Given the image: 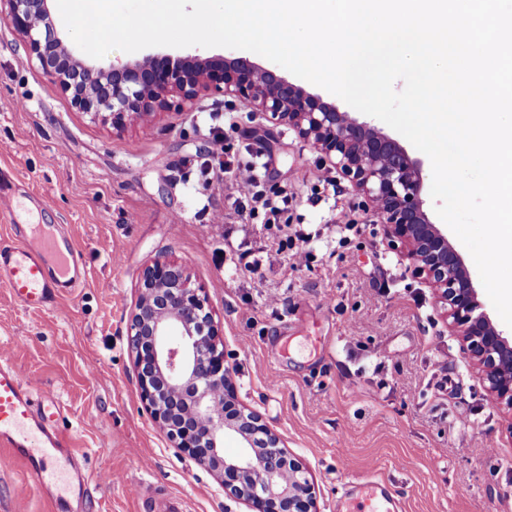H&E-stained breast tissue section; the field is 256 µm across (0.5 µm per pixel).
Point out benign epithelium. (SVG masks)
Returning a JSON list of instances; mask_svg holds the SVG:
<instances>
[{"instance_id": "obj_1", "label": "benign epithelium", "mask_w": 512, "mask_h": 512, "mask_svg": "<svg viewBox=\"0 0 512 512\" xmlns=\"http://www.w3.org/2000/svg\"><path fill=\"white\" fill-rule=\"evenodd\" d=\"M52 0H0V19L19 35L71 104L116 130L174 108L189 110L201 91L239 101L285 122L366 199L368 212L434 289L461 352L488 397L512 414V335L498 329L460 253L424 208L421 163L364 116L289 82L244 57L149 54L108 68L88 63L58 36ZM140 400L171 447L214 475L244 512H318L309 472L291 457L262 415L240 402L205 288L168 256L144 264L127 327ZM249 449L224 456V435Z\"/></svg>"}]
</instances>
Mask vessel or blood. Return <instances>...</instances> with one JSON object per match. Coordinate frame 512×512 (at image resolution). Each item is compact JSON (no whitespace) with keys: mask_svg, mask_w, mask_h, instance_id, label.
<instances>
[{"mask_svg":"<svg viewBox=\"0 0 512 512\" xmlns=\"http://www.w3.org/2000/svg\"><path fill=\"white\" fill-rule=\"evenodd\" d=\"M0 217L14 223L15 234L0 243V283L24 308L55 307L64 291L82 285L79 254L41 224L16 221L14 202L0 199ZM61 405L53 390L25 379L0 352V468L23 466L28 479L49 493L58 512L67 500L65 487H86L92 479L113 482L109 473L98 477L78 471L71 454V437L58 425ZM357 512H396L395 497L377 483H362L349 492Z\"/></svg>","mask_w":512,"mask_h":512,"instance_id":"b4317fda","label":"vessel or blood"}]
</instances>
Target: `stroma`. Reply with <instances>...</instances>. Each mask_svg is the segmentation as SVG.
I'll use <instances>...</instances> for the list:
<instances>
[{"label":"stroma","instance_id":"stroma-1","mask_svg":"<svg viewBox=\"0 0 512 512\" xmlns=\"http://www.w3.org/2000/svg\"><path fill=\"white\" fill-rule=\"evenodd\" d=\"M235 161L265 164L266 190L292 195L288 222L314 233L316 259L291 268L278 239L234 212L223 172L202 179L214 127ZM287 126L208 93L122 131L77 111L0 22V169L31 224L69 236L87 279L59 309L27 310L0 284V349L51 387L92 471L67 512H156L140 486L189 512H241L216 479L170 448L145 413L127 322L147 261L166 255L206 288L239 400L308 468L319 512H349L353 481L398 488L401 512H512V417L462 357L432 288L390 250L340 176ZM361 224L336 244L340 216ZM262 248L246 271L240 249ZM278 304H270V295ZM0 512H52L22 467L0 470Z\"/></svg>","mask_w":512,"mask_h":512}]
</instances>
